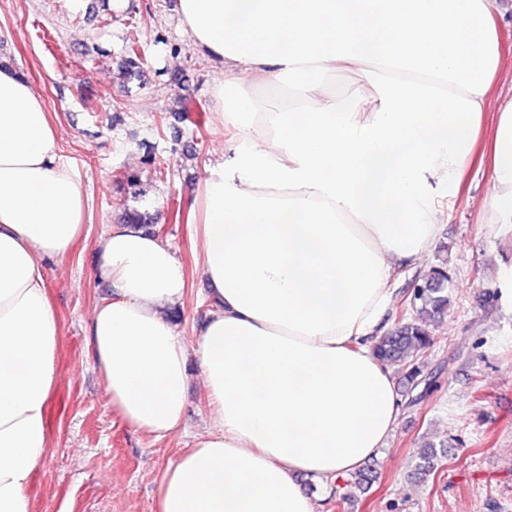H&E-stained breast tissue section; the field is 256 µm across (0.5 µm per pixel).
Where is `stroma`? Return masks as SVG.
I'll use <instances>...</instances> for the list:
<instances>
[{"instance_id":"obj_1","label":"stroma","mask_w":512,"mask_h":512,"mask_svg":"<svg viewBox=\"0 0 512 512\" xmlns=\"http://www.w3.org/2000/svg\"><path fill=\"white\" fill-rule=\"evenodd\" d=\"M176 0H0V57L12 60L46 102L60 147L85 192L84 230L69 256L47 262L48 296L59 317L58 389L50 415L51 452L26 494L31 512H153L156 480L184 441L155 442L125 426L108 405L93 368L86 327L105 288L93 274L94 247L118 223L125 198L116 181L128 172L150 183L156 229L177 252L189 279L179 327L193 338L204 320L198 269L199 215L205 172L231 133L213 110L223 65L192 43ZM503 64L479 133L489 136L501 100L512 97V16L494 21ZM145 63L121 78L129 39ZM201 127L178 119L185 99ZM488 169H470L426 260L448 259L450 305L431 326L422 357L435 381L409 391L401 370L399 426L369 463L374 482L351 501L334 486L302 484L320 512H512V314L496 283L512 263V233L499 232L483 205ZM427 441L446 456L430 476L415 474Z\"/></svg>"}]
</instances>
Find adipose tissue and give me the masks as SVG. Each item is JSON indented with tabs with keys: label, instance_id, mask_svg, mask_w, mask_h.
<instances>
[{
	"label": "adipose tissue",
	"instance_id": "adipose-tissue-1",
	"mask_svg": "<svg viewBox=\"0 0 512 512\" xmlns=\"http://www.w3.org/2000/svg\"><path fill=\"white\" fill-rule=\"evenodd\" d=\"M197 48L223 63L215 106L232 137L204 180L198 226L209 313L187 341L172 318L188 279L151 230L116 224L96 245L106 286L87 325L113 413L156 441L185 438L154 512H316L329 484L376 457L400 399L370 338L392 274L451 216L502 56L494 16L512 0H178ZM362 73L368 99L325 76ZM294 79L258 112L254 82ZM485 207L512 226V100L491 140ZM85 197L46 102L0 66V512L50 448L60 325L45 263L84 228ZM198 383L209 426L188 432Z\"/></svg>",
	"mask_w": 512,
	"mask_h": 512
}]
</instances>
